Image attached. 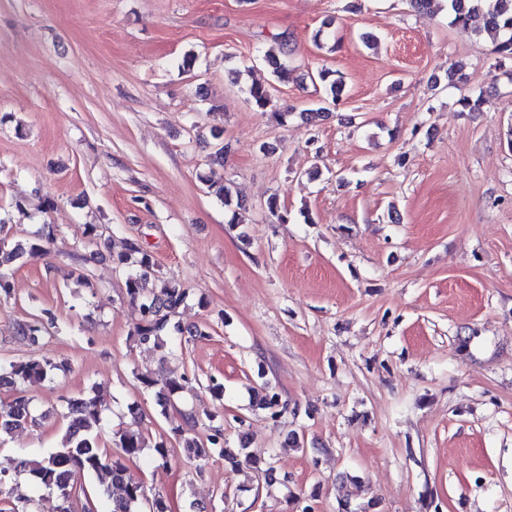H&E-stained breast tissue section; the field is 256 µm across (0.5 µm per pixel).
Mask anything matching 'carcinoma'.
Segmentation results:
<instances>
[{
    "mask_svg": "<svg viewBox=\"0 0 512 512\" xmlns=\"http://www.w3.org/2000/svg\"><path fill=\"white\" fill-rule=\"evenodd\" d=\"M448 20L453 25H467L474 19L481 25L474 28L476 35L486 32L496 40L495 53L498 66L512 62V0H447ZM279 53L271 51L264 60L281 80L288 78V65L281 58L288 55L287 44L278 42ZM317 78L326 83L327 97L335 102L342 93L343 82L340 79L329 80V72L321 70ZM249 101L259 110L267 106L269 91L266 86L253 83L247 89ZM210 187L224 198V203H232L230 185L224 183L223 176L212 173ZM44 249L12 236L10 228L0 225V295H9L12 288L14 265L23 258H35L43 254ZM115 263L126 270L127 297L135 316L134 336L142 345H150L173 353L178 346L207 333L199 327H186L176 320L179 307L188 297L187 289L176 281H165L159 290L146 296L140 288V280L153 267L151 256L138 245L132 244L127 251L118 255ZM55 318L49 312L44 315H31L16 324V335L33 343L46 337L49 328L54 326ZM59 365L51 358L29 359L22 361H0V390L8 392V398L0 400V436L15 431L27 430L39 424L32 408V400L27 396L25 386L33 381H52ZM190 380L180 374L166 382L164 387L155 391L156 403L161 414L168 415L171 397L188 388ZM140 408L130 407L132 423L113 432L112 441L120 448L122 456L134 461L143 450L151 445L137 427ZM63 418L66 420L65 432L60 445L52 452L35 457H26L18 462L16 473L29 475L30 483L44 487L56 493L57 512H69L68 500L72 494L82 489L78 478L94 475L104 491L112 487L121 490V494L109 499L104 512H135L137 506L148 504L150 512H168L165 500L159 495H150L142 479L134 476L128 466L102 448L98 438L101 423V408L96 398H67L64 400ZM198 418L194 411H177L172 431L183 437L185 451L201 460L218 456L233 467L242 464L255 466L260 459L243 446L235 451L227 448L224 440V427L213 426L205 440L188 436L196 427ZM155 461L165 466L169 462L172 448L161 439L152 445Z\"/></svg>",
    "mask_w": 512,
    "mask_h": 512,
    "instance_id": "cac0c4a2",
    "label": "carcinoma"
}]
</instances>
